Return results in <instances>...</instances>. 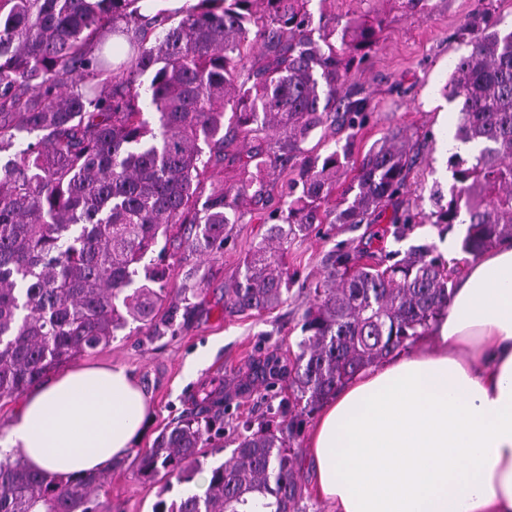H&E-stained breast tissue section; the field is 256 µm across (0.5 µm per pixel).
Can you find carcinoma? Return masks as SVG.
<instances>
[{
	"label": "carcinoma",
	"instance_id": "carcinoma-1",
	"mask_svg": "<svg viewBox=\"0 0 512 512\" xmlns=\"http://www.w3.org/2000/svg\"><path fill=\"white\" fill-rule=\"evenodd\" d=\"M163 2L0 0V152L17 147L0 165V399L109 346L131 321L151 338L173 329L167 267L144 263L161 236L216 254L246 206L260 207L267 234L224 290L226 311L260 314L284 303L288 246L313 225L373 224L390 204L400 240L422 215L401 200L415 162L401 131L355 154L371 104L344 84L382 20L315 27L311 0ZM499 25L482 13L462 33L469 50L444 92L458 108L454 140L479 150L451 154L450 198L427 216L441 236L467 225L461 248L475 258L512 238V30ZM326 126L347 131L341 148L306 147ZM237 140L251 143L244 176L203 194L208 168ZM277 168L292 174L278 189L266 181ZM342 171L353 173L343 187ZM433 251L420 244L389 265V253L333 251L293 363L270 356L252 368L261 381L288 377L291 396L260 427L243 423L204 495L160 499L153 512H301L292 444L308 419L448 315L452 271ZM222 435L221 379L136 454L133 474L187 484ZM106 479L51 482L20 456L0 461V512H112Z\"/></svg>",
	"mask_w": 512,
	"mask_h": 512
}]
</instances>
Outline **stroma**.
<instances>
[{
  "mask_svg": "<svg viewBox=\"0 0 512 512\" xmlns=\"http://www.w3.org/2000/svg\"><path fill=\"white\" fill-rule=\"evenodd\" d=\"M309 9L316 17L344 20L368 12L382 18L376 44L348 75V86L363 89L372 103L357 136L356 150L367 152L389 131L402 130L416 155L407 197L423 212H430L432 194L449 195L454 183L450 153L443 141L447 125L456 123L458 113L441 89L453 62L467 51L460 32L481 12L499 19L502 29H511L512 0H428L427 10L417 13L398 9L393 0H311ZM266 229L258 214L248 215L246 223L234 226L223 253L214 257L191 253L175 242L168 245L165 262L169 266L170 303H180L185 275H194L197 295L188 320L180 322L174 334L154 339L144 336L136 323H129L110 346L78 358L81 366H122L137 377L154 408L139 447H151L163 427L193 408L201 384L220 376L228 384L224 448H205L201 465L207 469L231 457L242 421L257 424L266 420L270 410L278 406L277 392L288 387L284 379L272 387L258 382L241 393L236 382L248 374L255 360L270 355L284 362L294 359L303 337V312L314 300L316 284L327 278V254L337 247L404 255L412 246L428 243L435 253H447L459 269H466L471 261L470 255L461 250L464 228L458 224L444 237L427 224L399 241L390 236L378 238L379 227L375 224L355 228L318 224L288 251L293 282L286 302L261 315L228 314L224 310V290L242 270L249 247L264 237ZM190 361L199 366L193 380L185 374ZM182 491V485L175 482L137 481L132 459L127 456L121 467L109 470L102 495L111 501L112 512H152L158 499L172 501Z\"/></svg>",
  "mask_w": 512,
  "mask_h": 512,
  "instance_id": "35a3bbf8",
  "label": "stroma"
}]
</instances>
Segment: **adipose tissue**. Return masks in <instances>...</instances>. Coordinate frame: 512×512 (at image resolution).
<instances>
[{"label":"adipose tissue","mask_w":512,"mask_h":512,"mask_svg":"<svg viewBox=\"0 0 512 512\" xmlns=\"http://www.w3.org/2000/svg\"><path fill=\"white\" fill-rule=\"evenodd\" d=\"M432 334L323 406L308 453L334 512H512V241L470 263ZM151 413L126 368H73L25 395L0 461L95 473Z\"/></svg>","instance_id":"ef3b65f1"}]
</instances>
